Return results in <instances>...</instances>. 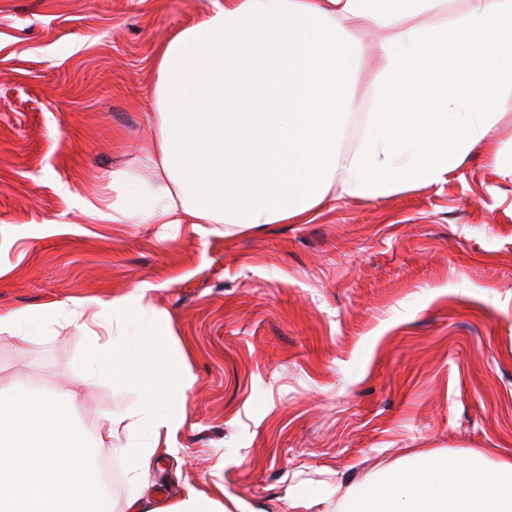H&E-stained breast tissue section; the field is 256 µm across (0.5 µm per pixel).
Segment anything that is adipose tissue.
I'll list each match as a JSON object with an SVG mask.
<instances>
[{
  "mask_svg": "<svg viewBox=\"0 0 512 512\" xmlns=\"http://www.w3.org/2000/svg\"><path fill=\"white\" fill-rule=\"evenodd\" d=\"M421 15L438 22L415 24ZM366 22L387 32L384 65L365 134L345 152L338 136L358 108L355 32ZM152 69L156 110L141 152L154 179L115 170L111 199L77 197L81 212L103 224H274L322 206L336 181L367 200L447 182L512 110V0H469L460 14L447 0H216ZM153 290L143 282L109 301L0 315V335L28 344L53 324L82 330L78 383L108 381L129 398L111 422L126 432L133 487L176 454L192 385L183 354L158 341ZM336 512H512V461L417 453L337 490Z\"/></svg>",
  "mask_w": 512,
  "mask_h": 512,
  "instance_id": "1",
  "label": "adipose tissue"
}]
</instances>
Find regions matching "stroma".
<instances>
[{
    "mask_svg": "<svg viewBox=\"0 0 512 512\" xmlns=\"http://www.w3.org/2000/svg\"><path fill=\"white\" fill-rule=\"evenodd\" d=\"M212 0H0V314L155 285L171 347L194 383L143 501L192 488L227 512H332L336 485L360 486L418 452L512 459V112L501 113L446 183L328 204L275 224H98L75 196L118 168L144 180L151 63ZM342 150L355 149L382 67L366 26ZM76 328L35 344L0 339V376L76 392L100 420L99 463L115 512L131 493L104 418L111 384L77 387Z\"/></svg>",
    "mask_w": 512,
    "mask_h": 512,
    "instance_id": "35a3bbf8",
    "label": "stroma"
}]
</instances>
